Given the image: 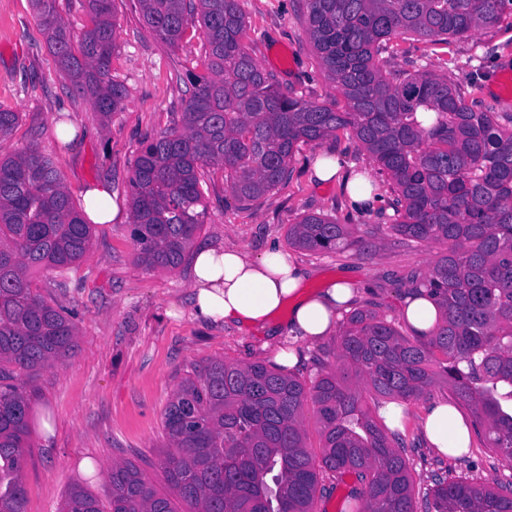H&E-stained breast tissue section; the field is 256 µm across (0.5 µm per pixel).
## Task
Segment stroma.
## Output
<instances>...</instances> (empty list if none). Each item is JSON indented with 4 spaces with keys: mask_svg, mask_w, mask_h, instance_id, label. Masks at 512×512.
I'll return each mask as SVG.
<instances>
[{
    "mask_svg": "<svg viewBox=\"0 0 512 512\" xmlns=\"http://www.w3.org/2000/svg\"><path fill=\"white\" fill-rule=\"evenodd\" d=\"M241 6L244 43L262 70L274 73L298 98L337 100L307 36L304 0H241ZM113 10L110 76L125 88L126 101L105 124L91 101L61 76L30 0H0V107L20 115L9 139L0 142V153L37 145L53 159L76 203H83L88 186L107 181L119 209L112 223L92 225V248L77 265L35 276L40 292L69 315L78 335L72 356L17 377L31 406V449L22 471L25 512H59L77 483L108 503L107 469L122 461L134 462L160 494H169L159 464L162 413L181 382L209 360L270 364L278 349L264 331L244 333L230 324L196 320L189 264L148 270L135 261L128 181L140 143L174 127L185 108L187 88L172 80V72L199 74L203 68L199 40L169 48L144 26L136 0H114ZM507 65L512 66V17L446 45L421 38L399 41L388 68L448 74L466 103L512 113V101L500 100L492 90L493 75ZM60 124L72 127L70 142L58 140ZM323 155L339 158L348 173L377 169L342 131L299 144L288 180L249 205L235 200L223 169H208L207 215L196 241L233 246L254 259L278 246L307 270L308 293L351 276L357 287L353 309L374 311L403 327L399 308L408 288L406 274L427 271L448 247L409 241L390 230L391 193L382 178L374 180L380 196L374 208L352 210L340 185L316 180L312 163ZM309 214L357 225L365 246L337 253L292 247L289 225ZM338 339L334 333L296 342L294 375L314 380L322 365L333 363ZM450 468L453 477L481 485L512 481V460L478 443Z\"/></svg>",
    "mask_w": 512,
    "mask_h": 512,
    "instance_id": "35a3bbf8",
    "label": "stroma"
}]
</instances>
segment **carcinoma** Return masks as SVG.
Returning a JSON list of instances; mask_svg holds the SVG:
<instances>
[{
    "label": "carcinoma",
    "mask_w": 512,
    "mask_h": 512,
    "mask_svg": "<svg viewBox=\"0 0 512 512\" xmlns=\"http://www.w3.org/2000/svg\"><path fill=\"white\" fill-rule=\"evenodd\" d=\"M60 70L102 122L126 99L109 78L113 0H87L91 26L76 34L56 0H31ZM144 24L170 47L189 22L204 34L206 74L187 72L181 124L141 143L129 180L136 262L176 269L206 214L199 170L224 167L240 203L287 180L295 146L350 131L389 184L397 235L448 252L413 277L435 297L440 321L406 336L372 311L341 323L336 366L311 387L276 365L211 360L186 377L163 412L161 466L190 512H313L318 470L350 473L348 498L363 512H417L403 439L364 400H411L443 383L472 416L485 447L512 459V114L476 110L448 77L391 74L383 54L398 37L462 40L493 26L512 0H305L307 34L336 105L292 96L243 44L239 0H137ZM0 110V140L18 124ZM361 239L352 225L306 215L288 244L338 251ZM92 246L91 225L53 160L34 147L0 154V512H25L22 469L30 399L16 372L74 351L76 325L37 289L40 270L68 269ZM443 359H438L435 354ZM321 425L314 462L303 429L306 402ZM110 510L85 488L61 512H175L133 462L109 473ZM426 512H512V482L496 488L435 475Z\"/></svg>",
    "instance_id": "1"
}]
</instances>
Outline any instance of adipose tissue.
I'll use <instances>...</instances> for the list:
<instances>
[{"mask_svg": "<svg viewBox=\"0 0 512 512\" xmlns=\"http://www.w3.org/2000/svg\"><path fill=\"white\" fill-rule=\"evenodd\" d=\"M318 181L342 183L353 210L373 208L376 198L368 173L343 174L337 158L316 159ZM304 269L278 248L258 260L234 247L203 245L192 254L191 284L194 314L204 322H226L239 330L254 327L293 340H319L332 334L336 323L355 297L354 282L343 277L323 291H303ZM287 323H274L281 309ZM422 434L439 455L458 458L468 453L472 433L459 410L447 402L429 405L419 417Z\"/></svg>", "mask_w": 512, "mask_h": 512, "instance_id": "obj_1", "label": "adipose tissue"}]
</instances>
